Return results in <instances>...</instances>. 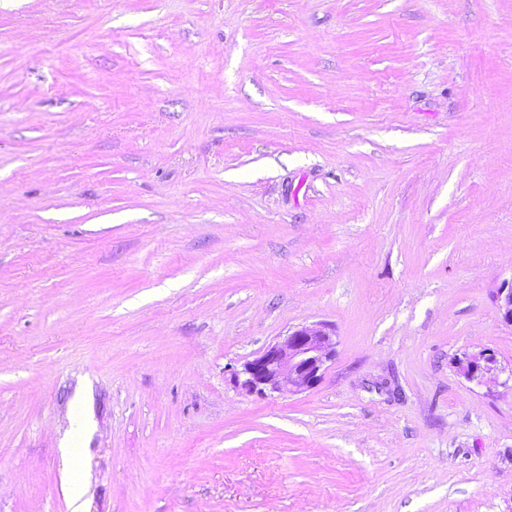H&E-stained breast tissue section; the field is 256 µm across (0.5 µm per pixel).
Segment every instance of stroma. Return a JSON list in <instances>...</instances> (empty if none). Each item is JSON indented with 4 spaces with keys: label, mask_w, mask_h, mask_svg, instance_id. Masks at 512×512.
<instances>
[{
    "label": "stroma",
    "mask_w": 512,
    "mask_h": 512,
    "mask_svg": "<svg viewBox=\"0 0 512 512\" xmlns=\"http://www.w3.org/2000/svg\"><path fill=\"white\" fill-rule=\"evenodd\" d=\"M510 277L512 0H0V512H512ZM494 302L501 321L512 327V277L497 288ZM336 352V333L327 324L301 325L235 372L250 393L297 394L314 387ZM458 368L467 380L480 383L497 370V359L493 352L483 349L466 354L459 361Z\"/></svg>",
    "instance_id": "1"
}]
</instances>
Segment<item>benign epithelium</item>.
Returning a JSON list of instances; mask_svg holds the SVG:
<instances>
[{"mask_svg":"<svg viewBox=\"0 0 512 512\" xmlns=\"http://www.w3.org/2000/svg\"><path fill=\"white\" fill-rule=\"evenodd\" d=\"M494 302L501 321L512 326V278L500 284ZM335 352L336 333L329 325H301L246 362L235 378L250 393H301L322 379ZM458 368L467 380L480 383L497 370V359L483 349L465 355Z\"/></svg>","mask_w":512,"mask_h":512,"instance_id":"7a95c632","label":"benign epithelium"}]
</instances>
